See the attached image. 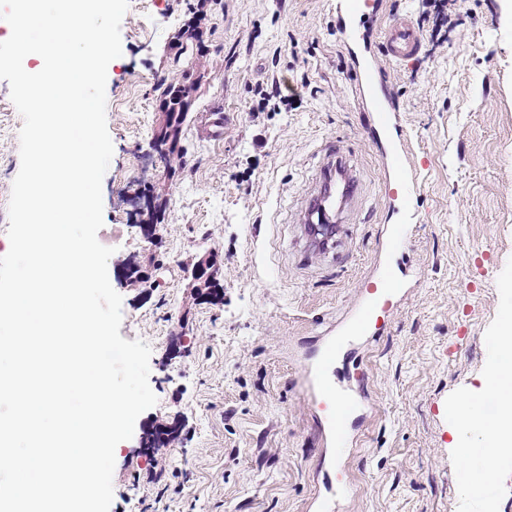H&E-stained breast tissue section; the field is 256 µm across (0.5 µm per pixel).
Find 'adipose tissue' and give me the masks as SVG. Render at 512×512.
Segmentation results:
<instances>
[{
	"mask_svg": "<svg viewBox=\"0 0 512 512\" xmlns=\"http://www.w3.org/2000/svg\"><path fill=\"white\" fill-rule=\"evenodd\" d=\"M497 373L494 383L483 384L472 394L449 402L445 412L455 424L452 453L462 468L471 475L461 488L464 498H476L482 512H494L490 488L494 482L496 460H483L473 468L471 451L475 448H495L500 456H512V310L505 315L496 338Z\"/></svg>",
	"mask_w": 512,
	"mask_h": 512,
	"instance_id": "1",
	"label": "adipose tissue"
}]
</instances>
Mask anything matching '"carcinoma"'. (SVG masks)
Instances as JSON below:
<instances>
[{"mask_svg": "<svg viewBox=\"0 0 512 512\" xmlns=\"http://www.w3.org/2000/svg\"><path fill=\"white\" fill-rule=\"evenodd\" d=\"M201 79V73L196 68L178 62L175 76L158 87L160 103L166 107L167 122L160 128L162 134L154 135V140L158 146H167L160 153L167 179L173 178L177 170L183 168L185 152L181 145L182 128L192 107V92L198 88Z\"/></svg>", "mask_w": 512, "mask_h": 512, "instance_id": "carcinoma-1", "label": "carcinoma"}]
</instances>
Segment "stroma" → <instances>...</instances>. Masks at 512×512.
<instances>
[{
  "instance_id": "obj_1",
  "label": "stroma",
  "mask_w": 512,
  "mask_h": 512,
  "mask_svg": "<svg viewBox=\"0 0 512 512\" xmlns=\"http://www.w3.org/2000/svg\"><path fill=\"white\" fill-rule=\"evenodd\" d=\"M458 5L460 25L432 55L384 66L421 175L411 220L388 206L383 132L355 95L336 0H130L106 83L113 156L98 240L113 250L120 334L151 347L158 403L115 450L110 512H308L329 459L297 381L383 262L402 292L336 361L339 384L369 401L341 512H479L460 495L444 408L487 380L512 303V0ZM189 28L209 53L183 128L186 167L168 181L155 87L172 78L169 50ZM275 81L294 97L258 111L256 83ZM22 125L0 80V256ZM329 142L358 190L324 252L297 219ZM152 221L155 246L140 232ZM407 221L409 249L389 254L391 228ZM207 252L219 257L216 304L188 278ZM127 266L145 278L126 282ZM156 427L172 434L147 447Z\"/></svg>"
}]
</instances>
